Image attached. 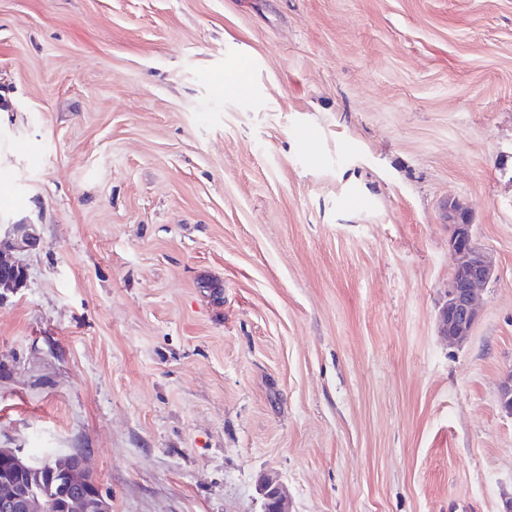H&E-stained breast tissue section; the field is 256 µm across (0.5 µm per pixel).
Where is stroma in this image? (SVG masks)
<instances>
[{"label": "stroma", "instance_id": "1", "mask_svg": "<svg viewBox=\"0 0 512 512\" xmlns=\"http://www.w3.org/2000/svg\"><path fill=\"white\" fill-rule=\"evenodd\" d=\"M0 448L112 512H501L512 0H0ZM498 278L459 346L443 202ZM13 242L11 249L17 252H29L39 249L41 236L37 224L25 218L12 224ZM0 267L2 268V280H0V288H6L7 290L15 291L18 288L22 287V283L20 280L21 278H25V273L22 270H18L19 267L23 268L22 264L14 259L12 256H7L6 254H3V251L0 249ZM15 277H13L11 274L15 271ZM12 277V278H11ZM16 280H15V279ZM43 459H26L11 448H0V462L8 464L14 470L26 471L32 476L41 474L54 477L59 463L58 473L65 481L67 489L66 509L70 512H111L107 499L97 484L94 475L86 468L84 457L76 452L66 455L59 453ZM261 494L264 499V512H289L286 488L276 477L262 480Z\"/></svg>", "mask_w": 512, "mask_h": 512}]
</instances>
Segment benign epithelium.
I'll return each instance as SVG.
<instances>
[{"label":"benign epithelium","instance_id":"obj_1","mask_svg":"<svg viewBox=\"0 0 512 512\" xmlns=\"http://www.w3.org/2000/svg\"><path fill=\"white\" fill-rule=\"evenodd\" d=\"M442 215L450 229L448 248L455 258V265L439 309L438 326L448 343L460 344L470 335L478 318L479 291L497 278V268L493 257L478 246L473 224L463 210L453 203H445ZM12 229V250L29 252L39 249L41 236L37 224L25 218L13 224ZM19 267L18 260L0 250V288L15 291L22 287L21 281L11 278ZM500 403L512 415V371L501 382ZM0 462L32 475L59 474L65 481L69 512H111L94 475L86 468L84 457L79 453L26 459L11 448H0ZM261 494L264 512H289L287 491L279 479L264 478ZM0 512H46V504L27 493H20L9 478L4 477L0 478Z\"/></svg>","mask_w":512,"mask_h":512}]
</instances>
